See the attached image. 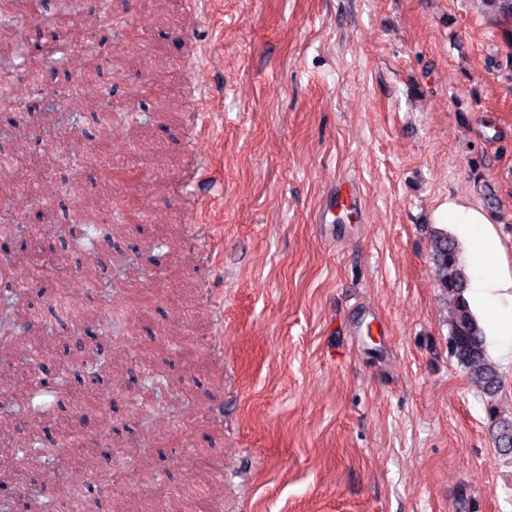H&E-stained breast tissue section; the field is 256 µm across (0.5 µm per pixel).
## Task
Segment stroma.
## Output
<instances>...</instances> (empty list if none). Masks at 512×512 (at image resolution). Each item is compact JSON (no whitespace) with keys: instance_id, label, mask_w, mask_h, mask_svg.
Instances as JSON below:
<instances>
[{"instance_id":"35a3bbf8","label":"stroma","mask_w":512,"mask_h":512,"mask_svg":"<svg viewBox=\"0 0 512 512\" xmlns=\"http://www.w3.org/2000/svg\"><path fill=\"white\" fill-rule=\"evenodd\" d=\"M101 51L149 58L162 48L172 88H189L183 64L195 54L221 95L199 99L209 136L189 140L172 121L144 133L169 157L167 171L136 154L124 127L81 182L125 163L145 177V213L126 236L102 245L103 264L85 263L44 237L36 210L24 212L18 243L30 264L0 276V289L29 281L41 331L56 360L45 381H63L50 435L63 469L93 458L122 469L108 487L89 479L90 512L113 497L163 485L185 512H512V461L497 455L489 412L512 417V353L503 354L486 309L472 303L503 387L487 401L448 353V306L429 260L430 233L459 243L472 277L512 276V21L492 19L476 0H211L204 22L187 27L179 0L161 20L146 0L123 14L142 35L130 41L95 27L99 0H76ZM223 180L222 196L188 208L183 181L198 154ZM357 180L364 217L317 221L339 178ZM64 168L40 179L37 201L60 220H78ZM497 203H486L487 195ZM485 224H453L449 205ZM184 233L191 256L156 287L145 242ZM498 251L482 258L480 233ZM66 263V308L43 268L48 251ZM137 259L153 292L149 307L126 303L129 335L104 329L87 347L126 359L130 383L72 368L77 316L108 314L112 255ZM181 383L209 419L224 406V430L188 423L151 402L169 435L126 456L142 434L129 406L148 370ZM220 484L214 508L206 490Z\"/></svg>"}]
</instances>
